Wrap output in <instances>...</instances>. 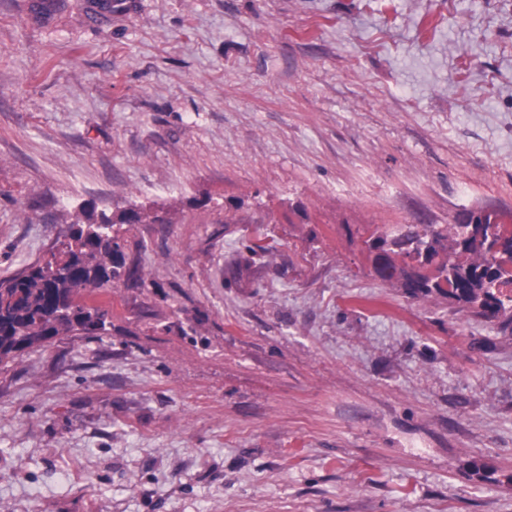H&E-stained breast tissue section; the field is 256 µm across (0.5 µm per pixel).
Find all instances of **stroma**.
I'll use <instances>...</instances> for the list:
<instances>
[{
  "label": "stroma",
  "instance_id": "35a3bbf8",
  "mask_svg": "<svg viewBox=\"0 0 512 512\" xmlns=\"http://www.w3.org/2000/svg\"><path fill=\"white\" fill-rule=\"evenodd\" d=\"M35 2L0 0V278L90 203L142 284L0 366V512H512V332L338 232L512 212V0Z\"/></svg>",
  "mask_w": 512,
  "mask_h": 512
}]
</instances>
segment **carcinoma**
<instances>
[{
	"instance_id": "carcinoma-1",
	"label": "carcinoma",
	"mask_w": 512,
	"mask_h": 512,
	"mask_svg": "<svg viewBox=\"0 0 512 512\" xmlns=\"http://www.w3.org/2000/svg\"><path fill=\"white\" fill-rule=\"evenodd\" d=\"M82 213L85 221L72 225L69 241L51 259L0 279V363L59 336L106 329L107 312L75 297L121 276L124 257L112 227L141 218L124 214L116 222L90 203ZM504 219L479 209L464 224H414L399 233L383 224H344L342 230L359 247L364 266L380 267V280L390 287L412 298L446 300L459 313L495 318L512 329V231L477 238L478 226Z\"/></svg>"
}]
</instances>
